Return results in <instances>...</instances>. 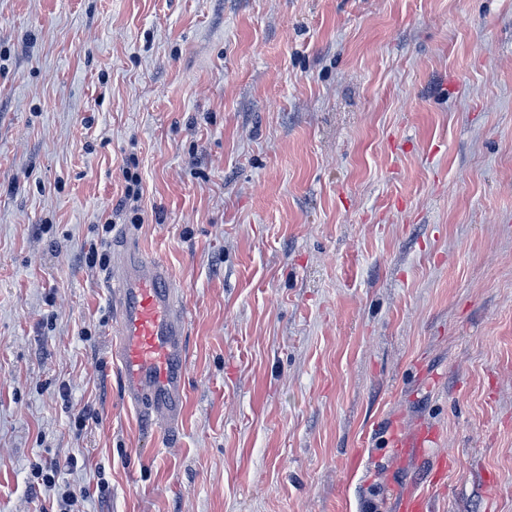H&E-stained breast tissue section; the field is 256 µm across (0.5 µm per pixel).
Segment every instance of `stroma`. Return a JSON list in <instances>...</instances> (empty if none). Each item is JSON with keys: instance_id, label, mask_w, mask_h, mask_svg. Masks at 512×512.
<instances>
[{"instance_id": "obj_1", "label": "stroma", "mask_w": 512, "mask_h": 512, "mask_svg": "<svg viewBox=\"0 0 512 512\" xmlns=\"http://www.w3.org/2000/svg\"><path fill=\"white\" fill-rule=\"evenodd\" d=\"M119 233L188 308L175 433L122 399ZM417 424L454 468L391 461ZM68 484L512 512V0H0V512ZM393 512H431L427 496L421 492L410 491L402 495Z\"/></svg>"}]
</instances>
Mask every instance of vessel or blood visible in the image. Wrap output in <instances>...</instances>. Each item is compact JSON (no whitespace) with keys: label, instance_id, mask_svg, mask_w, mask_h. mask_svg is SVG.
I'll use <instances>...</instances> for the list:
<instances>
[{"label":"vessel or blood","instance_id":"vessel-or-blood-1","mask_svg":"<svg viewBox=\"0 0 512 512\" xmlns=\"http://www.w3.org/2000/svg\"><path fill=\"white\" fill-rule=\"evenodd\" d=\"M117 317L111 357L126 404L145 428L176 431L187 405L188 310L168 267L128 241L113 252L107 274ZM394 512H430L423 493L402 495Z\"/></svg>","mask_w":512,"mask_h":512}]
</instances>
